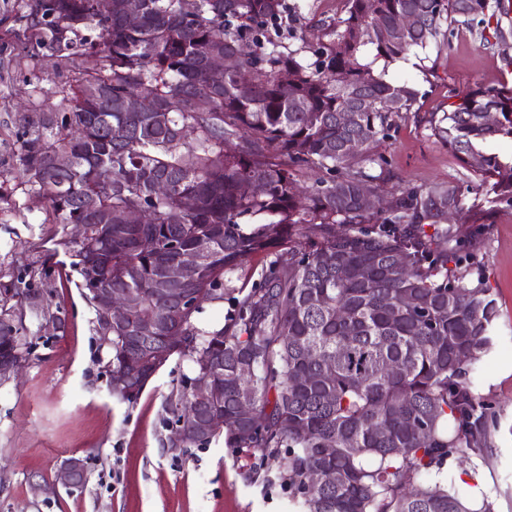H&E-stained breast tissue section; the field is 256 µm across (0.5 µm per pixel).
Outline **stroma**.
Wrapping results in <instances>:
<instances>
[{
    "label": "stroma",
    "mask_w": 512,
    "mask_h": 512,
    "mask_svg": "<svg viewBox=\"0 0 512 512\" xmlns=\"http://www.w3.org/2000/svg\"><path fill=\"white\" fill-rule=\"evenodd\" d=\"M20 0H0V282L39 289L41 311L27 310L33 354L20 380L0 384V512H296L287 492L248 482L251 461L214 443L172 453L163 402L189 367L171 360L137 404L112 399L98 362L93 313L76 287L67 243L73 225L47 221L45 202L16 170L23 132L19 112L58 113L55 85L65 78L48 50L24 34ZM414 84L423 113L443 112L476 86L512 84V38L483 47L477 31L448 30L442 47H428L389 69ZM381 151L394 184H473L457 155L425 125L399 122ZM475 254L497 302L495 347L480 363L476 391L495 403L498 420L485 457L448 461L444 475L459 495L486 494L494 512H512V207H503L480 234L456 224ZM62 308L64 332H44V309ZM84 459L83 490L33 496L30 483L52 478L70 456Z\"/></svg>",
    "instance_id": "obj_1"
}]
</instances>
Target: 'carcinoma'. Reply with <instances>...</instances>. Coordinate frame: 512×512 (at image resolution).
Returning a JSON list of instances; mask_svg holds the SVG:
<instances>
[{
    "label": "carcinoma",
    "mask_w": 512,
    "mask_h": 512,
    "mask_svg": "<svg viewBox=\"0 0 512 512\" xmlns=\"http://www.w3.org/2000/svg\"><path fill=\"white\" fill-rule=\"evenodd\" d=\"M21 2L38 46L71 62L99 57L58 87L62 111L22 116L17 169L52 223L84 225L72 266L95 335L92 289L137 301L100 347L99 363L126 369L136 388L112 398L136 403L149 358L167 351L208 381L212 400L197 408L188 384L172 389L165 425L180 411L224 413L184 447L222 440L259 454L250 479L288 491L301 512H493L442 479L449 459L484 455L497 422L473 378L493 346L496 300L448 220L478 233L512 206V162L482 149L512 140V87L478 86L426 117L420 90L388 73L411 49L440 45L444 22L476 20L482 45L507 44L512 30L491 24L507 13L502 0H342L344 15L317 20L311 39L298 30L303 5L290 0H112L105 16L93 0ZM406 15L415 24L403 30ZM243 44L237 70L208 90L196 84L210 49ZM134 90L153 97L152 111L117 109ZM411 113L459 157L480 196L392 184L379 148ZM58 153L70 167L53 165ZM156 181L170 192L154 195ZM367 193L380 207H363ZM133 208L152 223H125ZM104 211L112 224L99 221ZM260 254L258 280L225 284ZM189 258L195 306L182 313L156 289ZM0 292L40 297L14 284ZM206 301L228 303L222 323L199 324ZM171 330L182 337L174 348ZM11 354L28 365L32 342L23 310L3 302L0 357Z\"/></svg>",
    "instance_id": "1"
}]
</instances>
